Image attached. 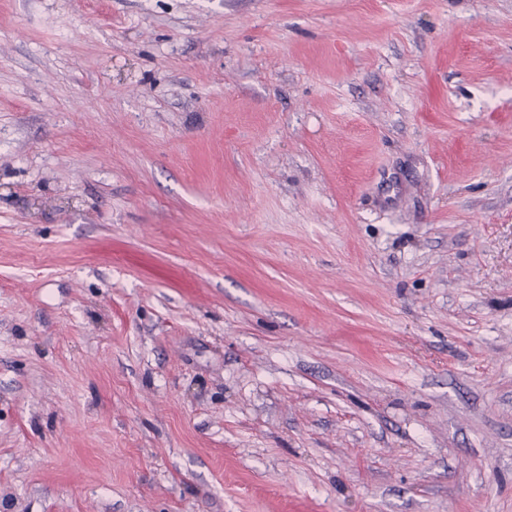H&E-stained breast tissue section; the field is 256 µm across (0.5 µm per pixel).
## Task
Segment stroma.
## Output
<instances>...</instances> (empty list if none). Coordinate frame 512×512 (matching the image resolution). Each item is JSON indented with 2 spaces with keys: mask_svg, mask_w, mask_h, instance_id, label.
I'll return each mask as SVG.
<instances>
[{
  "mask_svg": "<svg viewBox=\"0 0 512 512\" xmlns=\"http://www.w3.org/2000/svg\"><path fill=\"white\" fill-rule=\"evenodd\" d=\"M0 512H512V0H0Z\"/></svg>",
  "mask_w": 512,
  "mask_h": 512,
  "instance_id": "stroma-1",
  "label": "stroma"
}]
</instances>
